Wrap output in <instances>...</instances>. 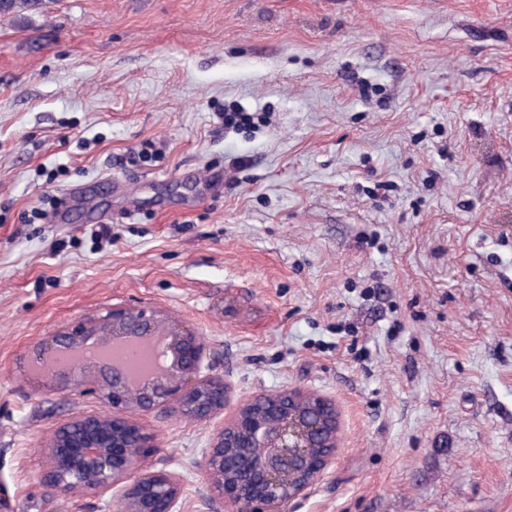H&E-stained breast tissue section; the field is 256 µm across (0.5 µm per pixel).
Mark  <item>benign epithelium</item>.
Masks as SVG:
<instances>
[{
	"mask_svg": "<svg viewBox=\"0 0 512 512\" xmlns=\"http://www.w3.org/2000/svg\"><path fill=\"white\" fill-rule=\"evenodd\" d=\"M166 336L162 369L133 389L119 368L100 356L73 364H50L58 351L100 346L129 337ZM198 332L147 305L114 307L80 317L36 346L40 375L54 388L79 384L102 410L62 424L45 446L43 483L57 496L115 492L118 512H180L182 480L148 463L153 437L141 418L155 410L210 421L230 405L232 391L205 364ZM279 423L275 429L269 422ZM341 431L335 401L291 387L241 400L233 416L213 433L201 468L214 499L227 512H288L306 497L336 460Z\"/></svg>",
	"mask_w": 512,
	"mask_h": 512,
	"instance_id": "7a95c632",
	"label": "benign epithelium"
}]
</instances>
